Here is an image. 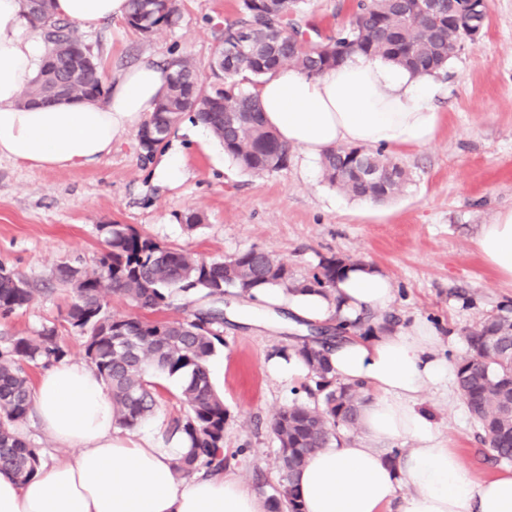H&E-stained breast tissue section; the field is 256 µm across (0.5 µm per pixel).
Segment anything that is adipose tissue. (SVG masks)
Masks as SVG:
<instances>
[{"label":"adipose tissue","mask_w":512,"mask_h":512,"mask_svg":"<svg viewBox=\"0 0 512 512\" xmlns=\"http://www.w3.org/2000/svg\"><path fill=\"white\" fill-rule=\"evenodd\" d=\"M129 0H52L56 17L91 30L127 15ZM48 54L19 0H0V157L37 168L100 162L124 134L140 129L166 90L171 68L137 63L112 82L104 103L72 100L24 106L22 94ZM433 83L383 60H348L319 75L288 67L257 90L267 125L279 139L317 156L339 145L404 151L430 144L441 115ZM475 247L500 280L512 283V208L482 225ZM258 303L286 306L291 322L357 323L387 310L391 280L367 265L347 267L331 295L258 288ZM429 325L348 336L329 354L336 377L370 392L361 418L366 444L342 439L310 456L298 489L304 512H512V470L477 477L441 441L423 409L426 388L454 379ZM31 406L44 434L67 460L41 466L26 483L0 474V512H265L236 475L200 468L174 473L183 438L164 440L162 425L138 439L123 436L116 410L94 369L64 360L40 376ZM412 447L396 463L384 446ZM405 496H398L400 486Z\"/></svg>","instance_id":"obj_1"}]
</instances>
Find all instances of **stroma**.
I'll return each instance as SVG.
<instances>
[{
  "label": "stroma",
  "instance_id": "stroma-1",
  "mask_svg": "<svg viewBox=\"0 0 512 512\" xmlns=\"http://www.w3.org/2000/svg\"><path fill=\"white\" fill-rule=\"evenodd\" d=\"M178 22L145 37L125 20L104 22L77 36L99 63L102 79L147 58H191L208 72L226 23L237 20L240 0H180ZM355 0H304L317 29L310 43L345 23ZM434 104L442 116L435 140L394 153L410 174L397 196L357 200L329 186L321 161L300 148L286 168L263 175L241 171L212 133L183 118L167 149L183 154V175H158L156 159L143 158L138 132L123 135L101 162L69 168H34L0 158V266L34 288L24 309L0 316V351L13 336H34L53 326L71 360L85 359L83 340L64 320L74 292L55 277L66 264L95 269L104 249L103 224H130L161 245L208 260L256 248L288 261L295 275L310 276L321 257L366 262L392 281L395 298L380 314L392 329L429 323L438 349L457 360L466 333L502 309L512 310V285L484 264L474 245L481 225L512 207V0H490L488 22L435 75ZM202 222L187 229L184 217ZM247 303L224 297V345L210 360L212 382L228 410L225 469L250 488L271 493L279 480L278 446L270 432L274 414L295 394L272 377L266 360L295 349L310 328L256 323ZM430 409L448 447L479 477L501 471L457 394L429 389Z\"/></svg>",
  "mask_w": 512,
  "mask_h": 512
}]
</instances>
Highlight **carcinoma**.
<instances>
[{
  "instance_id": "1",
  "label": "carcinoma",
  "mask_w": 512,
  "mask_h": 512,
  "mask_svg": "<svg viewBox=\"0 0 512 512\" xmlns=\"http://www.w3.org/2000/svg\"><path fill=\"white\" fill-rule=\"evenodd\" d=\"M30 20L42 30L52 64L28 87L27 104L57 102L58 89L68 98L99 101L104 96L95 58H78L82 42L67 21L52 16L51 0H21ZM302 0H242V17L224 27L212 63V75L224 87H210L195 63L174 59L166 91L146 126L155 131L151 157L166 143L175 125L170 119L192 112L224 145L225 154L246 173L261 175L288 165V145L267 127L258 94L242 89L256 86L270 72L288 65L311 76L337 67L356 54L382 58L418 76L439 73L453 59L467 33L486 26L488 11L464 0H437L434 12H421L418 0H358L346 24L320 42L319 50L306 46L312 29L300 10ZM178 0H130L127 24L141 34L153 35L177 22ZM252 29L279 34L276 48L231 55L235 33ZM356 164L373 169L377 178L361 181L343 159L345 152L331 148L321 158L325 181L357 199L381 201L400 193L410 180L407 170L384 150L353 146ZM105 248L96 269L57 268L58 278L75 290L65 321L85 339V354L98 377L110 390L118 424L134 428L156 405L157 377L176 378L184 416L167 427L180 435L188 451L175 468L189 476L203 463L224 467V399L214 388L209 361L224 345V288L229 275L244 280L240 297L254 298L256 288H283L297 293L324 294L336 285L346 260L322 258L307 278H298L288 262L255 249L222 260L206 261L182 249L163 247L130 224H103ZM192 292L200 304L183 319H149L140 315L116 316L107 296L129 300L142 310L159 311L170 305L176 292ZM34 297L29 283L12 270L0 268V314L26 307ZM333 343H306L294 354L309 369L314 387L306 393L310 404L294 401L271 421L278 443V486L268 496L271 512H302L295 476L306 459L337 438L339 428L358 425L366 402L359 386L337 381L327 354ZM467 350L455 363L457 394L481 431L491 456L512 463V315L489 317L466 335ZM67 356L57 329L45 327L35 336H13L0 353V473L19 482L33 477L41 465L39 449L15 431L31 411L30 378L25 366L49 364Z\"/></svg>"
}]
</instances>
